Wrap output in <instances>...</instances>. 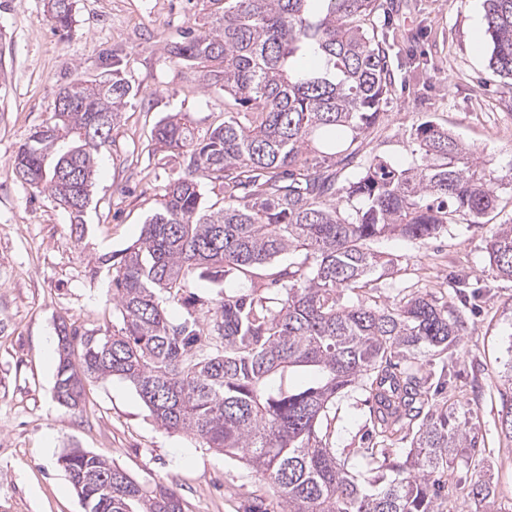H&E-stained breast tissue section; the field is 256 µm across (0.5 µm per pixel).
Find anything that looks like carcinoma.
I'll return each mask as SVG.
<instances>
[{"mask_svg":"<svg viewBox=\"0 0 512 512\" xmlns=\"http://www.w3.org/2000/svg\"><path fill=\"white\" fill-rule=\"evenodd\" d=\"M224 0L203 32L189 28L173 55L198 82H224V123L205 139L168 117L155 140L183 154V171L159 210L113 265L112 301L123 326L110 336L60 329L54 394L75 407L88 378L133 385L156 422L238 458L263 474L279 512H446L477 504L486 483H448L459 453L476 447L470 418L438 403L432 379L452 377L468 330L466 308L415 291L388 307L360 297L392 261L370 248L382 236H437L450 224L498 215V179L447 129L411 131L419 158L406 167L363 154L394 87L377 20L384 0ZM489 67L512 80V0H485ZM74 0H48L54 30L73 24ZM133 93L117 63L103 79L61 86L51 121L10 164L83 227L97 156ZM224 205L208 207L205 182ZM497 274L512 278V224L487 244ZM304 261L280 267L279 257ZM234 274L249 294L226 292L210 317L171 321L194 275ZM347 293L357 303L344 302ZM80 352L74 353V342ZM440 359L419 374L414 360ZM300 372L313 380L301 383ZM357 387L371 403L374 442L336 455L323 421ZM407 445L402 458L387 442ZM368 459L376 486L361 489L353 458ZM84 512H182L174 487L146 485L102 455L72 448L58 458Z\"/></svg>","mask_w":512,"mask_h":512,"instance_id":"carcinoma-1","label":"carcinoma"}]
</instances>
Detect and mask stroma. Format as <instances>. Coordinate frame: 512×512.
<instances>
[{
  "mask_svg": "<svg viewBox=\"0 0 512 512\" xmlns=\"http://www.w3.org/2000/svg\"><path fill=\"white\" fill-rule=\"evenodd\" d=\"M380 25L393 45L396 84L367 155L407 165L412 127L432 119L493 170L512 217V86L488 67L484 0H389ZM215 0H75L67 36L54 31L44 0H0V512H84L57 459L79 447L106 455L136 481L174 483L183 512H248L269 499L246 464L152 419L135 388L118 377L90 379L78 407L53 397L57 363L43 351L60 324L79 334L113 333L105 257L135 241L183 167L181 152L155 145L164 118L185 119L196 138L224 122V86L199 85L171 48L185 28H204ZM114 55L136 94L99 155L83 230L48 193L10 171L19 146L49 121L60 86L94 79ZM493 225L453 224L437 238L382 237L372 247L394 268L374 276L370 296L391 304L423 290L469 312L456 374L437 401H457L479 437L474 457L457 459L451 480L489 482L488 512H512V439L501 430L512 363V279L495 277L486 243ZM365 393L349 390L329 419L336 450L367 445ZM52 436L53 451L42 439Z\"/></svg>",
  "mask_w": 512,
  "mask_h": 512,
  "instance_id": "stroma-1",
  "label": "stroma"
}]
</instances>
